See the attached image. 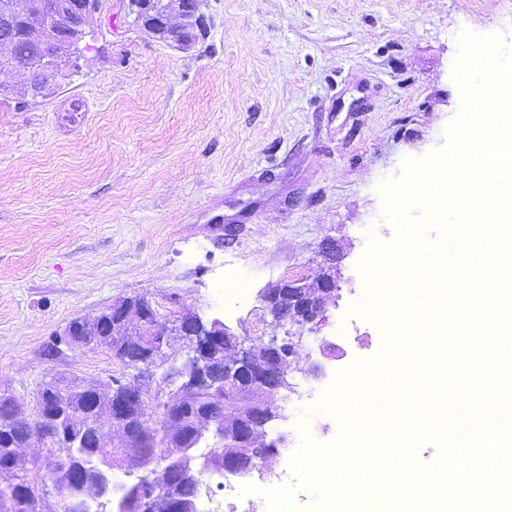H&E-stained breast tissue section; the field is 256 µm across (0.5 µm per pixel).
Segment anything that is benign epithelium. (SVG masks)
Wrapping results in <instances>:
<instances>
[{
	"label": "benign epithelium",
	"instance_id": "benign-epithelium-1",
	"mask_svg": "<svg viewBox=\"0 0 512 512\" xmlns=\"http://www.w3.org/2000/svg\"><path fill=\"white\" fill-rule=\"evenodd\" d=\"M138 10L137 22L160 39L171 37L172 31L181 26L201 29L204 16L199 9V0H129ZM96 13L93 0H70L69 10L63 14L56 11L55 0H0V45H9L19 25L27 24L30 40L39 48L38 67H21L13 55H0V70H19L28 76L27 98L20 104H30L43 96L44 87L53 83L63 71L74 74L81 69L83 48L80 43L90 33V19ZM338 290L336 276L328 270L314 281L313 287L305 285L297 289L291 302L295 311L289 312L280 305V295L268 288L263 294L265 311L271 316V334L263 343L264 362L258 365L251 355L254 343L239 339L224 348L214 351L226 335L224 323L219 320L205 322L191 314L169 325L153 323L151 330L145 325L151 317V306L144 300L132 302L124 299L112 308L122 313L121 335L140 336L141 360L138 374L126 383L120 401L124 411H131L135 425L130 426L111 418L96 420L81 410H73L63 404L51 403L38 397L29 415L21 414L30 427L27 439L29 447H50L56 450L55 473L62 476L61 484L79 487L82 499L74 502L76 512H84L89 503L103 509L108 501L110 487L106 473L89 467L83 462L63 463L66 449L73 447V439L91 430L98 442H103L105 427L117 429L125 447H140L147 430L144 414L145 394L148 381L163 367V346L172 336L182 337L188 347L187 357L179 377L184 389L212 392L216 411L199 417L193 433L201 438L211 433L224 440L228 452L224 455V471L241 478L250 477L256 471L252 449L258 447L260 430L273 418L268 405L251 401V390L257 388L265 394L275 395L281 389L291 357L302 342L300 334H289V341L279 336V331L292 323L315 331L324 321L326 304ZM184 422L181 407L171 406L164 415V427L160 430L169 446L183 447L181 432ZM198 469L192 458H179L178 465L154 474V481L165 486L167 512H197V494L186 492V485L197 483Z\"/></svg>",
	"mask_w": 512,
	"mask_h": 512
}]
</instances>
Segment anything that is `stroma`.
I'll list each match as a JSON object with an SVG mask.
<instances>
[{
	"label": "stroma",
	"mask_w": 512,
	"mask_h": 512,
	"mask_svg": "<svg viewBox=\"0 0 512 512\" xmlns=\"http://www.w3.org/2000/svg\"><path fill=\"white\" fill-rule=\"evenodd\" d=\"M200 11L204 34L183 51L136 27L126 0H103L75 83L22 112L0 106V394L27 413L51 379L132 378L104 348L47 352L69 321L126 297L168 324L193 312L266 336L263 291L312 281L332 237L340 289L267 429L290 456L301 428L334 439L328 392L382 348L380 326L349 313L369 241L403 236L378 186L447 146L457 37L512 46V0H201Z\"/></svg>",
	"instance_id": "stroma-1"
}]
</instances>
